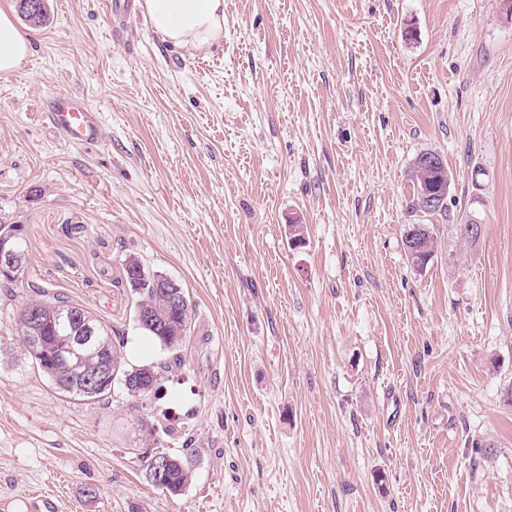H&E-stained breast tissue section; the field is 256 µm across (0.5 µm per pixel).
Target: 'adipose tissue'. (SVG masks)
<instances>
[{
    "mask_svg": "<svg viewBox=\"0 0 512 512\" xmlns=\"http://www.w3.org/2000/svg\"><path fill=\"white\" fill-rule=\"evenodd\" d=\"M141 8L164 43L207 52L224 41V0H143ZM31 51L28 36L0 8V72L17 70Z\"/></svg>",
    "mask_w": 512,
    "mask_h": 512,
    "instance_id": "ef3b65f1",
    "label": "adipose tissue"
}]
</instances>
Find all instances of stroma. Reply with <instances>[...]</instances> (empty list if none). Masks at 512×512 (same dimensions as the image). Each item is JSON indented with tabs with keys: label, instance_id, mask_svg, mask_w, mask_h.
<instances>
[{
	"label": "stroma",
	"instance_id": "obj_1",
	"mask_svg": "<svg viewBox=\"0 0 512 512\" xmlns=\"http://www.w3.org/2000/svg\"><path fill=\"white\" fill-rule=\"evenodd\" d=\"M49 8L0 73V215L28 244L24 284L0 294V512H512L498 0H224L208 54L138 12L117 35L106 0ZM63 92L98 112L99 142L53 131ZM424 150L453 183L420 272L402 237ZM473 209L472 250L448 227ZM131 252L186 292L183 366L155 398L70 400L25 359L20 309L47 287L123 333L128 363L162 359L117 282ZM187 440L186 490L148 484L144 451Z\"/></svg>",
	"mask_w": 512,
	"mask_h": 512
}]
</instances>
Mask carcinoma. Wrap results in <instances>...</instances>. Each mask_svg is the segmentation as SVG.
Wrapping results in <instances>:
<instances>
[{
	"label": "carcinoma",
	"instance_id": "1",
	"mask_svg": "<svg viewBox=\"0 0 512 512\" xmlns=\"http://www.w3.org/2000/svg\"><path fill=\"white\" fill-rule=\"evenodd\" d=\"M439 176V171L427 169L420 173L412 170L413 194L411 207L418 210L419 191L425 186L432 184ZM437 213H423V220L427 224L423 228L428 234L422 238V246L425 247L424 255L431 256L438 252V234L437 225L433 221ZM123 279L120 283L131 288L138 296L136 309H150L160 315L159 325L153 327L144 325L139 327L141 332L152 339L160 348L166 352L164 358L155 365L142 364L130 366L125 360L124 340H116L112 337V328L103 324L89 311L81 306L72 303L68 298L61 294L48 295L43 287L32 286L37 297L29 299L23 308H35L39 311H45L51 306H57L62 310H72L76 314V319L72 321L69 332L77 335L78 329L86 322L95 328L94 346L82 352L78 360L89 370L94 371L99 367L111 366V373L116 378L123 380L127 377H136L144 375V385H155L159 383L164 374L170 373L179 368L183 362L180 348L186 340L189 330L190 307L189 302H184L185 309L181 316L171 314L170 307L167 305L163 296L159 295L154 288V281L158 273L151 272L145 268L139 257L134 253L125 256L123 263ZM19 336L25 351V355L32 368L41 373L51 386L60 394L74 400L86 401L88 403H98L106 400L112 395V390L108 389L99 394L91 395L88 390L81 387L78 380L71 378V373L64 365L52 363L57 355L58 345L54 337L53 324L45 325L41 336V345H39V354L31 352L34 343L30 336L25 332L24 326H19ZM194 449L191 444H185L181 454L171 455L172 462L169 468L168 491L169 493H182L191 479V469L189 459L193 456Z\"/></svg>",
	"mask_w": 512,
	"mask_h": 512
}]
</instances>
